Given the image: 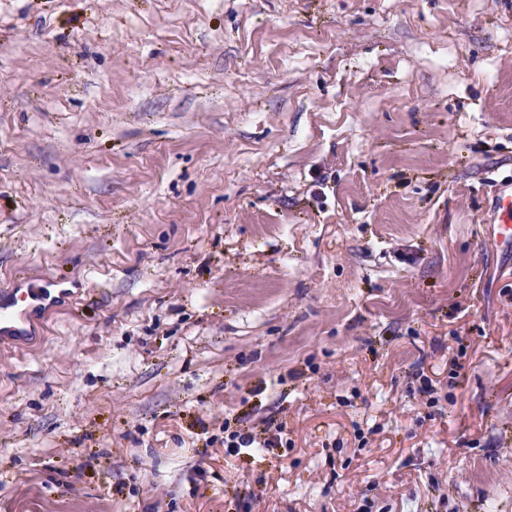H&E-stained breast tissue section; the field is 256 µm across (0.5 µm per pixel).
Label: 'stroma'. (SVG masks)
Listing matches in <instances>:
<instances>
[{"mask_svg": "<svg viewBox=\"0 0 512 512\" xmlns=\"http://www.w3.org/2000/svg\"><path fill=\"white\" fill-rule=\"evenodd\" d=\"M510 181L512 0H0V512H512ZM497 238L507 248L512 246V182L502 185L495 201ZM8 296L0 297V339H20L27 336L34 310L47 300L48 291L39 286L14 288Z\"/></svg>", "mask_w": 512, "mask_h": 512, "instance_id": "1", "label": "stroma"}]
</instances>
